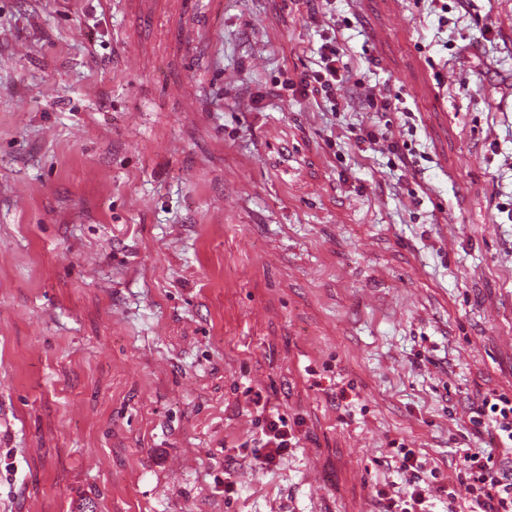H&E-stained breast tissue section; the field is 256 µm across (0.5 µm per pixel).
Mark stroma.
Listing matches in <instances>:
<instances>
[{
  "label": "stroma",
  "instance_id": "stroma-1",
  "mask_svg": "<svg viewBox=\"0 0 512 512\" xmlns=\"http://www.w3.org/2000/svg\"><path fill=\"white\" fill-rule=\"evenodd\" d=\"M440 15L0 0V512H380L401 447L458 487L512 397V0ZM331 36L336 111L287 88ZM261 448L265 453L261 456L265 467L276 466L278 462L288 454L290 448H295L298 443L293 428L288 426L286 420L279 415L266 419L262 428Z\"/></svg>",
  "mask_w": 512,
  "mask_h": 512
}]
</instances>
